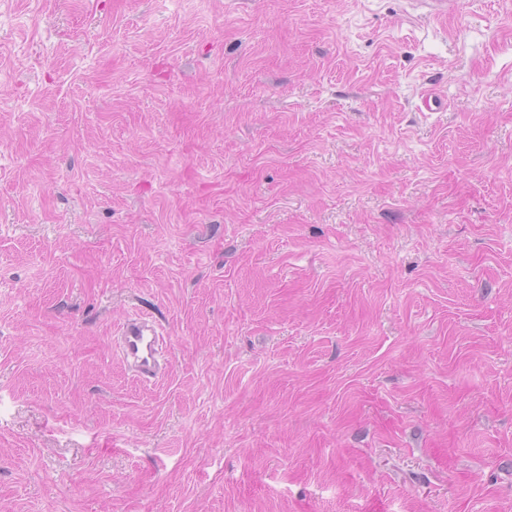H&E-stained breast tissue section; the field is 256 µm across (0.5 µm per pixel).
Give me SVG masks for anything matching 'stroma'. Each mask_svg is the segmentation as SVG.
Returning <instances> with one entry per match:
<instances>
[{
	"instance_id": "1",
	"label": "stroma",
	"mask_w": 512,
	"mask_h": 512,
	"mask_svg": "<svg viewBox=\"0 0 512 512\" xmlns=\"http://www.w3.org/2000/svg\"><path fill=\"white\" fill-rule=\"evenodd\" d=\"M447 2L0 0V512H512V0ZM118 336L122 355L137 380L151 382L171 369L163 333L152 317L137 314L128 318Z\"/></svg>"
}]
</instances>
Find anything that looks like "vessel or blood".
<instances>
[{
  "instance_id": "vessel-or-blood-1",
  "label": "vessel or blood",
  "mask_w": 512,
  "mask_h": 512,
  "mask_svg": "<svg viewBox=\"0 0 512 512\" xmlns=\"http://www.w3.org/2000/svg\"><path fill=\"white\" fill-rule=\"evenodd\" d=\"M118 336L122 355L137 380L149 382L170 370L161 328L152 317L137 314L128 318Z\"/></svg>"
}]
</instances>
